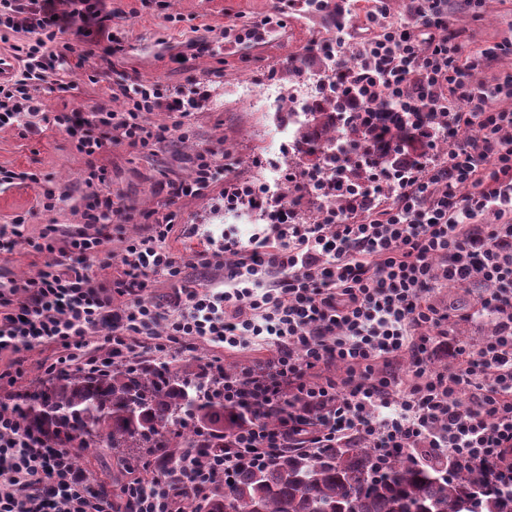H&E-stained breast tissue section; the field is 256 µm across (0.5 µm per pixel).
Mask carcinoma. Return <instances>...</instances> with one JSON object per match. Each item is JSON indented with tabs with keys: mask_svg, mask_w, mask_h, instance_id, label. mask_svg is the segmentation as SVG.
<instances>
[{
	"mask_svg": "<svg viewBox=\"0 0 512 512\" xmlns=\"http://www.w3.org/2000/svg\"><path fill=\"white\" fill-rule=\"evenodd\" d=\"M377 122L362 120L348 101L323 97L298 123L293 146L311 169L340 171L359 182L367 170L358 152L369 149L379 167L402 171L413 165L425 141L439 137L448 118L418 114L429 129L400 120L378 102ZM224 376L195 357L172 364L136 355L101 373L70 369L40 382L13 405L31 428L61 448L118 453L147 460L165 476L185 448L207 463L233 447L234 434L253 415L224 404ZM288 415V401L261 414L268 425ZM101 494L132 502L115 478L94 481ZM181 512H512V488L487 485L420 448L412 455L380 456L362 439L334 448H284L261 467L240 466L229 483H216L202 497L179 496Z\"/></svg>",
	"mask_w": 512,
	"mask_h": 512,
	"instance_id": "carcinoma-1",
	"label": "carcinoma"
}]
</instances>
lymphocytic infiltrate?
<instances>
[{"mask_svg":"<svg viewBox=\"0 0 512 512\" xmlns=\"http://www.w3.org/2000/svg\"><path fill=\"white\" fill-rule=\"evenodd\" d=\"M103 2L68 0L60 13L56 0H0V42L9 44L13 60L11 75L0 80V129L41 122L91 157L114 141L163 145L182 126L148 124V113L166 108L185 118L204 106L210 92L201 83L173 93L149 81L118 84L120 111L103 104L89 112L44 111L31 88L68 91L58 59L66 52L82 59L91 50L63 36L74 19L98 20ZM373 2L366 24L375 36L342 82L328 75L318 86L340 93L355 84L367 112L381 98L407 119L447 113L445 155L421 156L401 174L379 169L368 156L371 175L357 184L308 173L301 190L347 201L316 224L300 221L270 189L225 181V209L260 211L266 225L245 242L208 239L199 261L223 269V286L186 285V262L167 244L172 211L127 240L117 278L104 284L92 265L112 262L99 228L115 212L105 170L88 166L74 188L0 168V186H40L43 211H57L76 190L84 200L81 230L41 225L37 249L50 261L0 289V357L8 359L0 384L22 383L18 355L36 346L53 348L42 365L53 374L101 367V348L122 355L140 346L164 357L194 340L232 351L253 337L271 354L225 375V403L258 413L287 398L306 402L279 427L250 423L236 434L233 453L208 464L183 452L173 481L133 478L126 485L133 512H177L178 489L205 492L239 464H264L292 439L332 448L361 437L384 454L430 448L512 487V109L491 106L497 96L512 97V81L491 89L473 81L475 64L464 60L448 24V0H413L402 24L388 21L385 0ZM473 126L475 138L457 140L456 131ZM221 173L214 152H199L189 179L166 183L169 202L204 195ZM157 273L174 290L172 309L146 296ZM451 284L477 289L476 312L491 320L493 334L475 348L455 342L437 371L432 352L436 336L448 333V316L429 295ZM402 355L409 367L401 377L394 361ZM332 363L344 367L342 378L320 376ZM0 512H113V502L91 490L73 449L51 445L0 401Z\"/></svg>","mask_w":512,"mask_h":512,"instance_id":"f902f5d3","label":"lymphocytic infiltrate"}]
</instances>
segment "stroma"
<instances>
[{"mask_svg": "<svg viewBox=\"0 0 512 512\" xmlns=\"http://www.w3.org/2000/svg\"><path fill=\"white\" fill-rule=\"evenodd\" d=\"M369 7V0H347L345 29L340 32L325 15L304 13L291 0H283L282 26L270 29L260 41L235 44L222 40L221 30L268 14L271 0H107L105 25L122 33L123 51L108 63L96 55L62 61L73 87L66 93L41 92L44 110L87 112L107 103L121 109V102L111 98V88L121 76L131 81H159L173 88L200 82L208 86L210 98L185 121L187 139L176 138L152 149L115 142L90 160L54 128L30 132L3 128L0 167L50 174L62 183L77 182L88 164L105 168L120 214L102 226L111 239L114 264L95 266L101 279L116 278L115 264L126 239L170 210L176 213V226L169 246L187 260L184 277L188 284L220 277V270L193 263L207 237L234 233L245 239L261 229V220L247 210L238 211L235 219H225L223 182H216L205 195L183 198L173 205L167 201L164 183L188 177L197 151L208 149L215 152L218 163L255 184L304 169V160L289 153L288 142L281 137L288 124V99L300 92L316 97L314 78L326 64L318 47L325 40L341 35L349 53L360 50L369 36L363 25ZM448 24L458 34L464 54H479L495 43L512 40V0H478L469 8L461 7L459 0H448ZM310 48L316 51L313 66L284 77L290 59ZM245 85L258 95H277L278 109L249 104L241 94ZM39 194V186L30 182L0 188V224L22 215L33 233L52 221L70 229L79 225L82 199L66 201L48 214L37 204ZM48 258V253L36 252L29 242L19 243L12 254L0 258V283L33 276ZM430 301L450 312V338L471 345L483 341L490 322L474 314V289L449 286L432 293ZM189 354L203 363L218 362L235 370L267 357L268 352L254 344L226 352L198 341Z\"/></svg>", "mask_w": 512, "mask_h": 512, "instance_id": "stroma-1", "label": "stroma"}]
</instances>
